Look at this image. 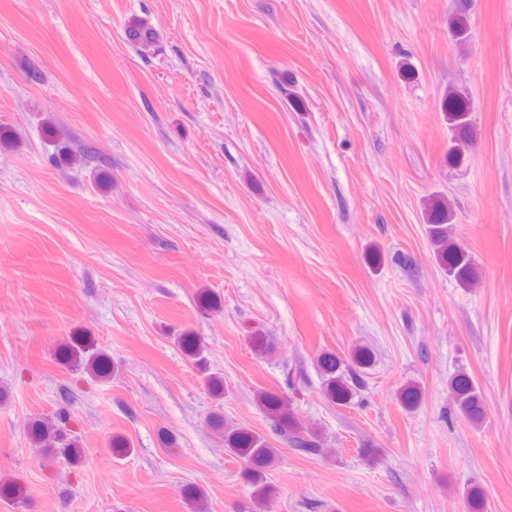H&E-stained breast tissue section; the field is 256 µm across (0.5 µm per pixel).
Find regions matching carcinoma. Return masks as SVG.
Segmentation results:
<instances>
[{"instance_id": "cac0c4a2", "label": "carcinoma", "mask_w": 512, "mask_h": 512, "mask_svg": "<svg viewBox=\"0 0 512 512\" xmlns=\"http://www.w3.org/2000/svg\"><path fill=\"white\" fill-rule=\"evenodd\" d=\"M449 28L456 42L469 41L471 31L466 8H459L451 17ZM127 34L131 45L141 55L147 54L157 41L156 30L142 20L128 22ZM440 109L455 138L448 149V160L455 161L461 156L462 139L468 136L471 128L470 98L464 90L450 86L441 98ZM452 219L453 213L448 203L437 201L430 204L426 211V233L440 268L460 287L469 288L478 281L479 273L467 250L451 236ZM71 357L91 376L107 377L110 361L104 352L74 346L65 352V358ZM318 366L325 376V394L330 401L340 405L347 403L352 392L343 377L337 374L339 361L336 356L326 352L321 354ZM450 388L459 412L470 422H479L483 415V399L472 378L465 372H459L451 378ZM258 402L275 424L288 427L294 425V417L278 397L261 392L258 394ZM69 420L70 414L61 410L54 417L32 422L30 429L33 440L45 448L46 455L61 457L75 464L81 461L82 450L77 439L67 438L63 434L62 426ZM292 442L305 453L318 449L314 435L307 436L298 429L295 430ZM224 447L230 455L247 462L246 477L255 486V504L265 505L271 496V489L265 482L263 469L274 463L277 449L271 447L262 436L240 428L224 431Z\"/></svg>"}]
</instances>
